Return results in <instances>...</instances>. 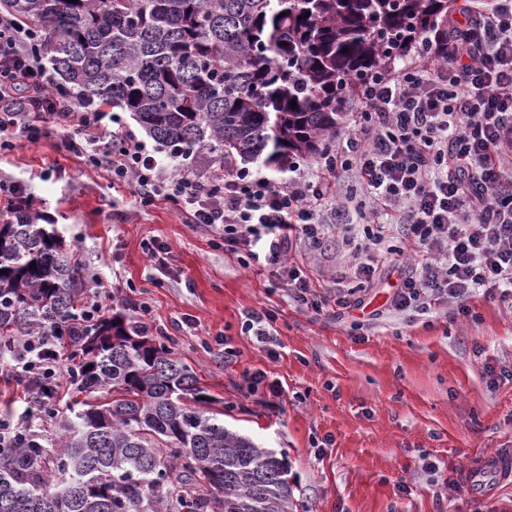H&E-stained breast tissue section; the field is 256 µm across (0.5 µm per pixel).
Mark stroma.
Here are the masks:
<instances>
[{"mask_svg":"<svg viewBox=\"0 0 512 512\" xmlns=\"http://www.w3.org/2000/svg\"><path fill=\"white\" fill-rule=\"evenodd\" d=\"M67 132L60 124L50 139L0 152V179L23 184L74 245L106 313L148 305L151 335L196 371L225 425L287 454L298 512H512V477L465 480L512 453V383L490 377L512 370V306L480 299L468 317L446 306L411 321L385 313L395 276L384 260L369 290L382 318L357 310L339 321L298 307L275 276L243 268L217 231L186 223L178 205H140L110 172L61 150ZM149 241L170 248L159 285ZM336 251L331 237L325 252L301 246L292 258L328 292ZM249 311L274 314L273 349L242 333ZM257 370L282 387L280 409L247 393L244 378ZM327 436L331 446L316 447Z\"/></svg>","mask_w":512,"mask_h":512,"instance_id":"1","label":"stroma"}]
</instances>
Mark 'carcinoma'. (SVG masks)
I'll use <instances>...</instances> for the list:
<instances>
[{
  "label": "carcinoma",
  "instance_id": "cac0c4a2",
  "mask_svg": "<svg viewBox=\"0 0 512 512\" xmlns=\"http://www.w3.org/2000/svg\"><path fill=\"white\" fill-rule=\"evenodd\" d=\"M455 0H0L41 32L81 96L130 112L178 157L283 166L319 156L360 82L429 36ZM296 106H291V101ZM36 268H30V264ZM82 267L27 208L0 221V346L38 330L81 391L45 447L0 446V512H296L284 453L224 426L193 369L135 318L85 319ZM90 369H85V366Z\"/></svg>",
  "mask_w": 512,
  "mask_h": 512
}]
</instances>
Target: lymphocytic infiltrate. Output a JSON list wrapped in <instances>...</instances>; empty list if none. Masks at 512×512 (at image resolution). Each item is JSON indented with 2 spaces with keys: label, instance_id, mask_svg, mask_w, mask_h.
<instances>
[{
  "label": "lymphocytic infiltrate",
  "instance_id": "lymphocytic-infiltrate-1",
  "mask_svg": "<svg viewBox=\"0 0 512 512\" xmlns=\"http://www.w3.org/2000/svg\"><path fill=\"white\" fill-rule=\"evenodd\" d=\"M39 40L0 13L1 152L68 123L67 151L105 167L140 204L176 203L242 264L261 260L295 302L317 310L362 308L385 253L398 274L390 311L414 317L449 303L467 317L479 297L512 304V0L469 8L449 24L447 49L421 42L401 67L369 79L351 133L316 167L294 161L276 180L231 163L220 178L177 172L120 113L56 86ZM349 176L364 195L354 204L337 190ZM353 210L362 228L348 223ZM327 212L353 258L330 297L287 257L297 243L322 248ZM13 352L28 402L75 373L50 337H21Z\"/></svg>",
  "mask_w": 512,
  "mask_h": 512
}]
</instances>
